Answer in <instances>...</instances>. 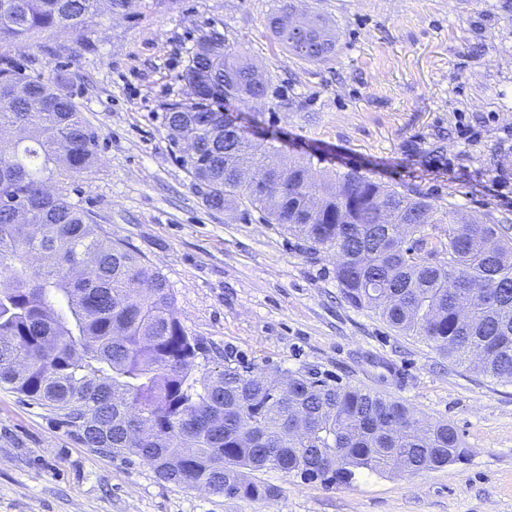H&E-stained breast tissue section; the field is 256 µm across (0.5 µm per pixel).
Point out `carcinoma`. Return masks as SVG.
I'll use <instances>...</instances> for the list:
<instances>
[{"instance_id":"1","label":"carcinoma","mask_w":512,"mask_h":512,"mask_svg":"<svg viewBox=\"0 0 512 512\" xmlns=\"http://www.w3.org/2000/svg\"><path fill=\"white\" fill-rule=\"evenodd\" d=\"M98 0H0V47L53 27L79 36ZM297 57L288 14L272 17ZM215 26L183 73L196 95L168 108L175 138L195 143L183 167L216 210L247 204L336 257L343 298L421 336L476 375L512 381V228L438 206L416 189L288 155L273 132L248 135L230 101L259 99ZM87 122L58 84L0 65V386L56 412L89 448L135 455L159 478L229 499L277 496L256 473L326 486L356 476L442 468L464 442L447 423L365 388L295 376L283 392L259 367L198 375L166 278L112 243L94 216L44 179L93 165ZM272 177L249 190L239 161ZM448 219L444 236L436 225Z\"/></svg>"}]
</instances>
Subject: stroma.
I'll list each match as a JSON object with an SVG mask.
<instances>
[{"instance_id":"35a3bbf8","label":"stroma","mask_w":512,"mask_h":512,"mask_svg":"<svg viewBox=\"0 0 512 512\" xmlns=\"http://www.w3.org/2000/svg\"><path fill=\"white\" fill-rule=\"evenodd\" d=\"M318 16L333 49L289 52L270 24L281 8ZM218 27L267 77L266 97L236 103L327 170L354 169L512 223V0H99L82 35L38 30L0 57L62 79L95 134L89 171L51 193L92 212L113 242L166 277L202 354L366 388L457 429L471 457L349 486L264 473L279 493L250 502L161 480L140 458L84 445L57 416L0 387V512H512V383L483 378L433 344L391 329L340 295L336 260L264 223L209 209L181 164L169 104L198 38Z\"/></svg>"}]
</instances>
